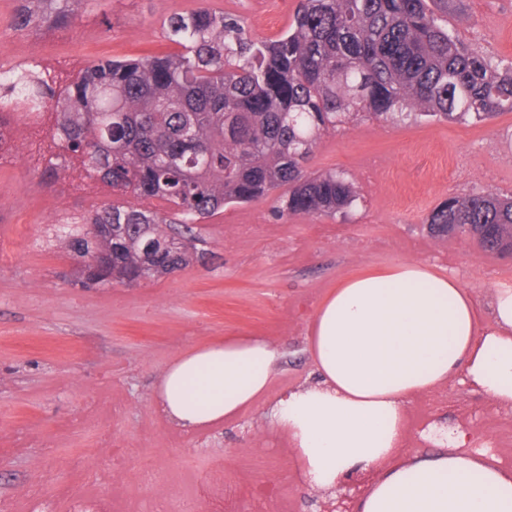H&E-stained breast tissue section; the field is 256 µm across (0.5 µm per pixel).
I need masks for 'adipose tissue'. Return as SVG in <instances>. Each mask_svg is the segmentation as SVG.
Returning <instances> with one entry per match:
<instances>
[{
  "label": "adipose tissue",
  "mask_w": 512,
  "mask_h": 512,
  "mask_svg": "<svg viewBox=\"0 0 512 512\" xmlns=\"http://www.w3.org/2000/svg\"><path fill=\"white\" fill-rule=\"evenodd\" d=\"M471 289L433 266L403 261L339 282L311 319L313 381L266 404L303 478L330 492L371 474L359 512H512V467L470 450L469 433L434 422L435 450L400 457L407 407L455 377L512 406V288L491 294L480 326ZM280 353L260 336L234 334L165 366L156 405L186 432L237 419L261 401Z\"/></svg>",
  "instance_id": "obj_1"
}]
</instances>
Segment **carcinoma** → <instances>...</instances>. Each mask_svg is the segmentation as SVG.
Here are the masks:
<instances>
[{
    "mask_svg": "<svg viewBox=\"0 0 512 512\" xmlns=\"http://www.w3.org/2000/svg\"><path fill=\"white\" fill-rule=\"evenodd\" d=\"M75 0H20L14 28L69 23ZM164 25L180 50L100 60L59 96L21 69L0 80V116L53 106L61 157L80 159L118 198L68 233L112 226L86 286L135 283L185 268L202 220L282 189L279 212L335 214L357 200L341 172H311L322 134L363 118L483 121L512 112V64L495 65L442 25L427 0H298L277 38L255 41L232 15L199 8ZM435 236L466 233L486 251L512 240V196H450L426 218Z\"/></svg>",
    "mask_w": 512,
    "mask_h": 512,
    "instance_id": "obj_1",
    "label": "carcinoma"
}]
</instances>
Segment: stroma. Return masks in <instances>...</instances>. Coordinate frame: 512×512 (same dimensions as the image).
I'll list each match as a JSON object with an SVG mask.
<instances>
[{"instance_id": "obj_1", "label": "stroma", "mask_w": 512, "mask_h": 512, "mask_svg": "<svg viewBox=\"0 0 512 512\" xmlns=\"http://www.w3.org/2000/svg\"><path fill=\"white\" fill-rule=\"evenodd\" d=\"M208 7L239 17L257 41L279 36L295 0H76L65 28L13 27L17 0H0V66H47L63 91L100 59L176 52L164 27L175 12ZM444 22L491 60L512 59V0H454ZM468 25L456 22L457 14ZM0 147V512H73L113 483L132 504L166 500L171 512H317L287 437L270 432L262 406L233 423L185 433L156 406L163 367L231 333L262 336L281 353L267 393L276 399L312 372L304 337L317 306L345 277L422 261L474 292L488 324L493 289L512 287V261L467 234L436 237L428 214L451 195H512V112L492 120H364L324 134L308 167L348 174L358 199L346 213L279 216L278 193L229 204L201 224L209 256L134 286L87 288L60 234L112 201L75 161L53 185L54 113L14 118ZM473 430V447L512 455V406L451 381L412 399L403 451H432L431 421ZM108 436L99 457L76 464Z\"/></svg>"}]
</instances>
